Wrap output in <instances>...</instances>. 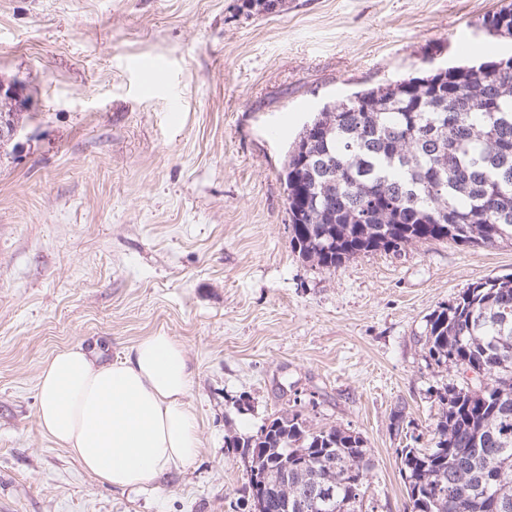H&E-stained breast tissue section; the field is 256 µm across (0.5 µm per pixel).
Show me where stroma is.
<instances>
[{"instance_id":"1","label":"stroma","mask_w":512,"mask_h":512,"mask_svg":"<svg viewBox=\"0 0 512 512\" xmlns=\"http://www.w3.org/2000/svg\"><path fill=\"white\" fill-rule=\"evenodd\" d=\"M512 0H0V512H248L230 437L272 414L359 432L377 512H408L396 450L429 445L453 377L431 312L512 273V244L424 242L324 269L294 253L288 153L326 104L505 58ZM165 331L194 368L200 453L138 492L98 483L39 423L45 362ZM485 25L492 33L512 38V3L489 16Z\"/></svg>"}]
</instances>
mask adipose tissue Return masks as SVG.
<instances>
[{
    "mask_svg": "<svg viewBox=\"0 0 512 512\" xmlns=\"http://www.w3.org/2000/svg\"><path fill=\"white\" fill-rule=\"evenodd\" d=\"M191 380L183 345L163 331L115 361L71 344L39 375L40 425L99 483L135 489L198 454V422L186 402Z\"/></svg>",
    "mask_w": 512,
    "mask_h": 512,
    "instance_id": "obj_1",
    "label": "adipose tissue"
}]
</instances>
